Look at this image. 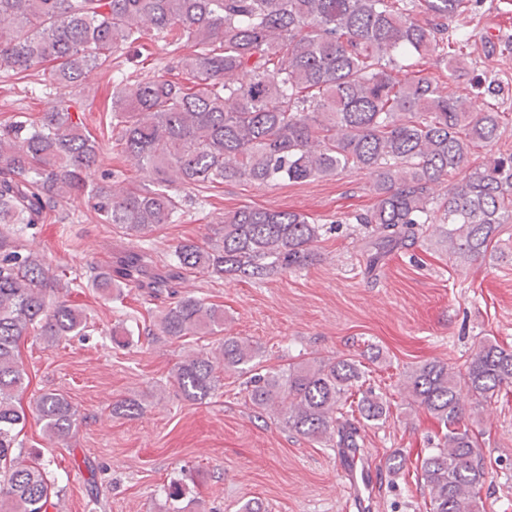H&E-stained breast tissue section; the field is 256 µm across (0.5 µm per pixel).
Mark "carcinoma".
Instances as JSON below:
<instances>
[{"instance_id": "obj_1", "label": "carcinoma", "mask_w": 512, "mask_h": 512, "mask_svg": "<svg viewBox=\"0 0 512 512\" xmlns=\"http://www.w3.org/2000/svg\"><path fill=\"white\" fill-rule=\"evenodd\" d=\"M473 0H0V73L52 63L51 78L76 85L112 54L146 37L192 53L152 77L125 76L111 94L115 145L147 182L116 189L98 172L102 144L54 100L34 122L19 112L0 129V512H48L54 483L37 458L14 455L26 422L20 401L28 383L19 342L36 330L50 343L86 328L78 308L57 296L58 280L22 244L11 225L45 224L71 197L86 194L99 221L143 236L174 222L177 192L204 184L257 186L304 181L346 170L376 174L371 211L338 224L373 225L367 263L415 243L417 227L434 226L460 260L484 257L512 224V154L470 167L476 148L500 138L503 113L477 109L467 94H444L419 68L434 55L448 77L464 69L470 50L448 21ZM461 184L435 188L452 172ZM100 173V180L91 179ZM210 247L179 242L177 274L262 279L300 267L315 255L322 225L304 213L242 206L218 220ZM146 256L122 264L127 286L142 284ZM156 325L180 340L224 327V308L174 288ZM260 351L226 336L215 352L184 360L175 384L203 401L220 384L217 370L246 373L248 401L275 411L317 442L354 451L361 432L386 418L351 357L313 358L280 369L260 365ZM401 390L445 428L417 459L416 478L429 512H479L487 471L478 436L464 422L463 392L489 402L512 390V349L486 341L465 371L426 363ZM35 410L50 436L65 442L76 411L46 392Z\"/></svg>"}]
</instances>
